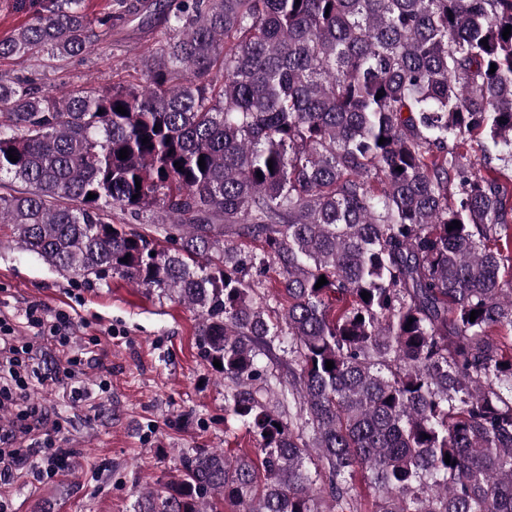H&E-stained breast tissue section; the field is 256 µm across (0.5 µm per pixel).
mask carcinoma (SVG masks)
Returning <instances> with one entry per match:
<instances>
[{"instance_id": "1", "label": "carcinoma", "mask_w": 512, "mask_h": 512, "mask_svg": "<svg viewBox=\"0 0 512 512\" xmlns=\"http://www.w3.org/2000/svg\"><path fill=\"white\" fill-rule=\"evenodd\" d=\"M15 2L0 60L154 37L110 90L0 71V227L190 308L256 442L133 512H362L358 477L370 512H512V0Z\"/></svg>"}]
</instances>
